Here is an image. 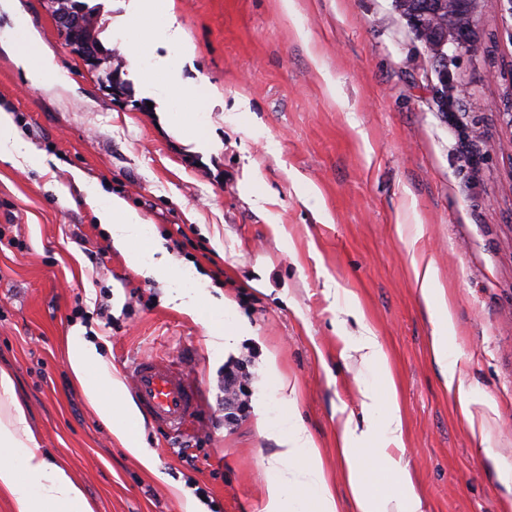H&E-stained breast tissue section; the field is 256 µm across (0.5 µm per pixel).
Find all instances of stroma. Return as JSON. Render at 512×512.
Instances as JSON below:
<instances>
[{
  "instance_id": "obj_1",
  "label": "stroma",
  "mask_w": 512,
  "mask_h": 512,
  "mask_svg": "<svg viewBox=\"0 0 512 512\" xmlns=\"http://www.w3.org/2000/svg\"><path fill=\"white\" fill-rule=\"evenodd\" d=\"M84 2L104 24L122 96L64 42L46 0H18L61 73L32 83L0 11V110L46 157L42 168L0 159V368L95 512H182L196 485L213 512H266L277 444L254 412L228 422L222 380L228 360L249 357L251 398L281 416L262 371L269 351L352 512L336 437L346 419L362 422L364 386L385 387L354 355L365 326L387 356L422 512H512L496 472L512 467V118L499 107L512 5L479 0L477 43L448 66L449 116L436 106L431 54L395 0H294L291 15L281 0H172L170 26L143 51L129 44L137 0ZM172 61L198 90L196 142L158 119L180 106L174 92L143 81ZM78 173L154 224L252 336L208 352L206 328L171 302V283L131 270L113 248ZM416 260L433 264L451 306L448 357L472 391V419L431 357ZM78 306L90 322L73 318ZM74 329L121 373L143 354L190 366L203 423L184 439L145 423L158 474L72 385L62 339Z\"/></svg>"
}]
</instances>
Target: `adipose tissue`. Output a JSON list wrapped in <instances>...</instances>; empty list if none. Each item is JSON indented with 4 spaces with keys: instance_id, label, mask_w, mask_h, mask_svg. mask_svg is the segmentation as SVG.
Listing matches in <instances>:
<instances>
[{
    "instance_id": "obj_1",
    "label": "adipose tissue",
    "mask_w": 512,
    "mask_h": 512,
    "mask_svg": "<svg viewBox=\"0 0 512 512\" xmlns=\"http://www.w3.org/2000/svg\"><path fill=\"white\" fill-rule=\"evenodd\" d=\"M0 10L11 13L14 29L22 39L15 44V59L33 81L53 80L57 67L28 28L15 0H0ZM86 201L109 232L113 247L132 270L176 284L178 309L201 321L207 329V345L215 353L225 352L237 340L251 335L246 319L238 316L228 300L212 298L202 289L187 287L191 273L167 251L164 240L144 218L118 196L102 194L96 186L85 188ZM420 294L433 324L431 349L434 360L444 368L445 384L456 390L461 410H468L470 393L456 381L455 365L448 360V339L453 332L446 301L435 297L431 268L418 271ZM65 364L87 404L148 472H156L154 456L144 447L143 418L127 392L126 385L100 353L96 344L73 332L65 339ZM363 407L383 412L381 423L357 429L345 421L339 431L341 456L355 512H378L376 499L365 481L372 475L370 464L380 461L394 487L397 512H422L411 475L387 452L388 445L403 442L402 420L395 390L379 393L365 388ZM259 432L275 440L278 449L267 460L271 479L267 485L266 512H340L312 436L292 417L270 418L265 399L255 403ZM0 492L11 500V512H94L81 485L64 465L40 447L29 411L18 399L14 378L0 369Z\"/></svg>"
}]
</instances>
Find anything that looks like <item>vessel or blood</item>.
I'll return each mask as SVG.
<instances>
[{"label": "vessel or blood", "instance_id": "vessel-or-blood-1", "mask_svg": "<svg viewBox=\"0 0 512 512\" xmlns=\"http://www.w3.org/2000/svg\"><path fill=\"white\" fill-rule=\"evenodd\" d=\"M127 376L138 405L155 426L181 435L199 425L197 387L186 365L141 356L128 366Z\"/></svg>", "mask_w": 512, "mask_h": 512}]
</instances>
